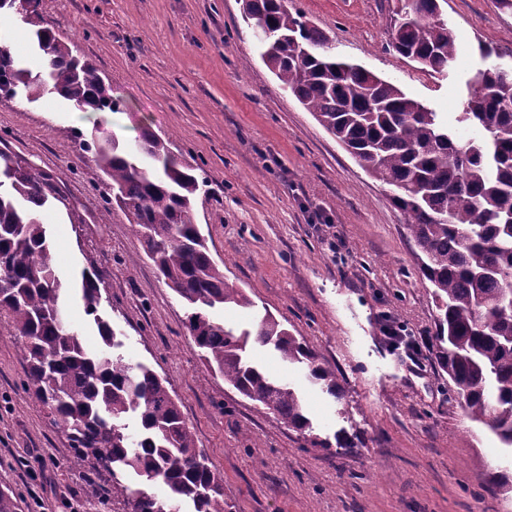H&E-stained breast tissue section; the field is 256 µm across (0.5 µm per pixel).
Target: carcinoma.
<instances>
[{"label":"carcinoma","instance_id":"cac0c4a2","mask_svg":"<svg viewBox=\"0 0 512 512\" xmlns=\"http://www.w3.org/2000/svg\"><path fill=\"white\" fill-rule=\"evenodd\" d=\"M446 0H397L386 48L430 74H445L459 43L443 19ZM21 0H0L35 27L36 52L47 64L36 73L0 50V103L35 102L54 94L82 112H114L122 105L92 64L74 54L38 12ZM260 56L291 93L373 179L390 188L418 249V269L436 303L437 358L473 422L486 426L512 455V58L478 45L481 64L464 82L466 106L448 121L393 82L333 51L328 38L288 0H242ZM482 129L462 141L456 127ZM138 149L96 129L83 147L104 176L106 204L128 217L159 275L190 309L184 326L200 359L244 398L263 406L311 448L332 442L313 431L299 393L252 361L249 339L271 345L289 364H304L311 382L340 398L336 369L319 363L305 340L273 315L255 331H236L210 315L218 307L253 306L224 276L193 207L206 186L171 142L144 129ZM63 174L40 171L0 149V318L12 327L28 367L33 402L66 432L71 467L106 485L99 500L121 512H226L224 480L199 448L170 382L141 362L114 352L116 332L97 315L101 295L94 273H81V299L94 316L105 349L89 353L75 330L56 317L66 309L47 229L37 212L62 195ZM134 416L139 429L128 431ZM127 474L162 494L132 488ZM512 493V470L492 473ZM0 512H22L19 498L0 487Z\"/></svg>","mask_w":512,"mask_h":512}]
</instances>
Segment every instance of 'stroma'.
<instances>
[{
    "label": "stroma",
    "mask_w": 512,
    "mask_h": 512,
    "mask_svg": "<svg viewBox=\"0 0 512 512\" xmlns=\"http://www.w3.org/2000/svg\"><path fill=\"white\" fill-rule=\"evenodd\" d=\"M394 0H293L335 47L431 109L461 111L459 87L477 44L512 49V14L496 0H447L462 48L441 77L386 51ZM38 11L112 84L117 112H81L55 97L0 104V147L39 170L66 173L85 215L40 212L62 277L95 268L100 314L122 355L166 377L200 448L224 478L227 512H512L490 473L512 465L473 423L435 349L420 364L387 350L386 325L434 336L435 306L417 268L404 215L386 186L287 92L263 64L239 0H39ZM170 137L207 180L194 218L224 272L254 305L221 312L255 327L271 312L335 368L333 399L268 347L251 355L304 395L308 415L340 446L306 447L273 414L244 399L201 361L186 309L157 275L125 214L105 209L101 173L82 143L94 129ZM65 431L33 404L26 361L0 322V485L23 512H93L102 489L73 471Z\"/></svg>",
    "instance_id": "obj_1"
}]
</instances>
